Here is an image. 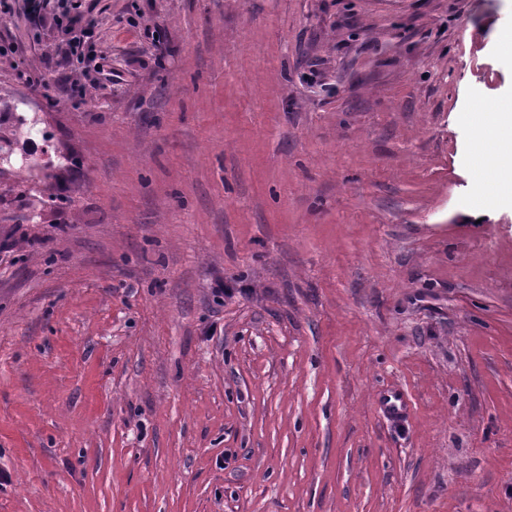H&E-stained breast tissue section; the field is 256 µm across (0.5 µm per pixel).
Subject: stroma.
Instances as JSON below:
<instances>
[{
  "label": "stroma",
  "mask_w": 512,
  "mask_h": 512,
  "mask_svg": "<svg viewBox=\"0 0 512 512\" xmlns=\"http://www.w3.org/2000/svg\"><path fill=\"white\" fill-rule=\"evenodd\" d=\"M22 3L0 512H512V0ZM476 127V142L481 154V168L490 171L493 201L512 207V106L502 104L491 112H469ZM491 143V152L484 145Z\"/></svg>",
  "instance_id": "1"
}]
</instances>
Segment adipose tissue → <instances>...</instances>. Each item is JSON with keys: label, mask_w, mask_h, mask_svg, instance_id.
<instances>
[{"label": "adipose tissue", "mask_w": 512, "mask_h": 512, "mask_svg": "<svg viewBox=\"0 0 512 512\" xmlns=\"http://www.w3.org/2000/svg\"><path fill=\"white\" fill-rule=\"evenodd\" d=\"M476 127L478 145L492 144V151L481 155V167L492 174L493 201L512 206V106L499 105L488 112L469 116Z\"/></svg>", "instance_id": "adipose-tissue-1"}]
</instances>
